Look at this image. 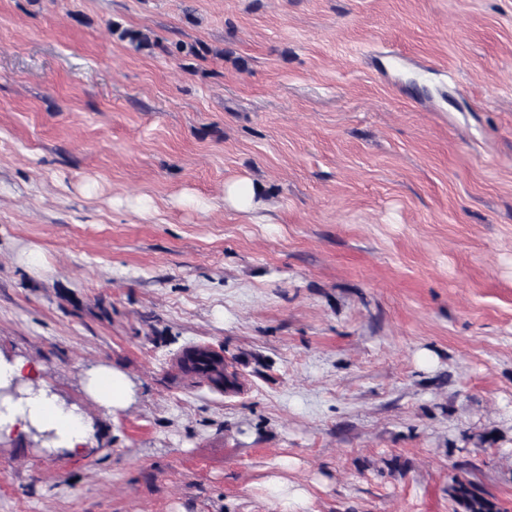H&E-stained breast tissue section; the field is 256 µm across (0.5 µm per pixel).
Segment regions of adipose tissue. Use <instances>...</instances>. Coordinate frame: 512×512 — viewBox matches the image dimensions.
<instances>
[{
	"label": "adipose tissue",
	"instance_id": "1",
	"mask_svg": "<svg viewBox=\"0 0 512 512\" xmlns=\"http://www.w3.org/2000/svg\"><path fill=\"white\" fill-rule=\"evenodd\" d=\"M40 364L0 353V389L19 385V400H0V442L16 438H42L50 451L73 458L88 452L93 421L81 408L66 403L47 388ZM86 394L104 411L117 414L137 397V385L124 372L100 365L84 379Z\"/></svg>",
	"mask_w": 512,
	"mask_h": 512
}]
</instances>
